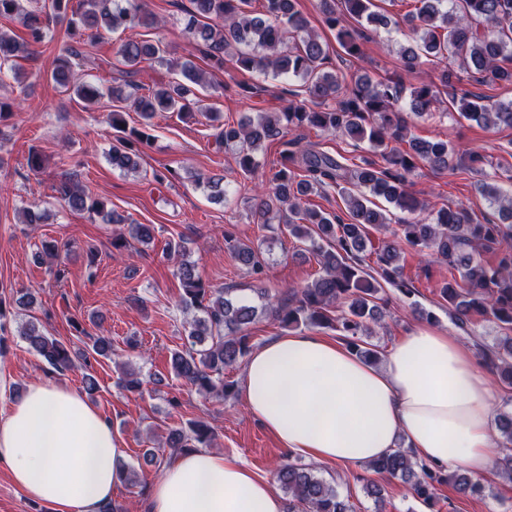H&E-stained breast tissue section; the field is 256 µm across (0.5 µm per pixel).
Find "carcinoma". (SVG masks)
Segmentation results:
<instances>
[{
  "label": "carcinoma",
  "instance_id": "1",
  "mask_svg": "<svg viewBox=\"0 0 512 512\" xmlns=\"http://www.w3.org/2000/svg\"><path fill=\"white\" fill-rule=\"evenodd\" d=\"M125 2L122 6L114 0H50L47 6L39 0H0V17L17 20L27 31L22 41L0 33V74L9 69L14 79H19L14 59L31 56L54 24L66 23L69 43L54 60L52 78L85 101L107 94L117 102L107 115L116 132L108 159L114 168L135 171L140 166L141 146L150 143L147 128L156 113L175 112L184 120L197 118L195 86L202 76L193 62L178 63L183 79L157 84L149 94L133 98L132 106L144 120L141 128L127 124L120 103L128 97L122 89L71 85L74 69L86 59L84 47L94 44L101 31L156 24L138 0ZM294 2L265 0L264 13L256 16L251 10L252 0H191L192 9L183 27L185 37L214 70L223 69L229 59L241 72L271 67L278 74L303 81L306 97L301 103L282 112L260 115L255 121L242 120L235 127L218 126L215 133L217 143L236 147L235 162L243 174L250 176L258 168L257 152L264 142L278 140L284 146L273 186L255 197V215L264 224L278 219L289 235L309 244L322 275L300 289L290 290L288 298L272 307L273 315L285 327L302 324L332 328L355 353L377 362L379 351L361 346L362 337L373 335L371 324L382 317L381 282L405 296L412 293L401 279L400 265L404 250L410 248L418 255L430 250L448 264L450 278L442 281L440 293L459 327L464 329L481 318L511 332L512 193L496 183L482 185L483 193L499 204L505 224H483L464 207L440 209L429 223L414 218L425 209V203L409 192L408 177L420 161L448 167L451 152L442 140L407 138V120L398 104L408 90L411 112L431 116L433 104L445 95L464 118L485 126L512 127V103H486L471 94L460 96L445 73L439 82L423 83L411 90L405 81V76L420 67L422 59L433 57L453 60L460 73L470 79L511 85L512 0H414V9L405 19L412 26L415 45L402 53L403 73L376 81L366 75L348 81L343 75L325 70L327 50L309 32L308 19L295 9ZM371 6L373 0H320L323 23L336 31L339 46L350 57L363 54L364 24H387L385 17L371 11ZM164 53L159 42L122 43L117 50L120 80L131 86L127 78L139 73L144 63H164ZM303 127L366 140L370 148L380 152L383 164L365 159L363 165L350 167L312 144L303 147L299 140L286 139L288 132ZM404 141L409 144L407 151L390 146ZM329 189L338 190L347 213L327 212L304 203L311 192ZM58 193L72 209L91 211L109 224L127 225V233L112 238L116 250L127 247L131 239L148 243L153 238L152 225L127 223L104 201L86 195L69 172L61 173ZM370 194L411 215L400 221L392 238L378 245L374 275L364 268L365 240L370 230L385 227L389 217L368 199ZM226 241L231 243L238 262L254 274L263 272L260 253L252 245L233 241L230 233ZM485 253L494 254V262H482L480 257ZM178 275L182 306L200 311L201 316L193 319L189 331L198 348L173 353L171 369L199 392L222 399L234 392V383L224 381V370L251 350L247 329L254 323L257 309L224 298V290L211 288L186 263L180 265ZM21 337L58 373L76 367L70 346L45 334L35 322L26 324ZM94 355L111 358L112 344L97 339L87 346L83 367L91 366L90 357ZM484 356L503 387L512 389V336L503 337L485 350ZM495 421L502 444H512V409L497 413ZM212 441L213 431L202 421L190 423L186 430L175 429L167 437V444L175 451L207 448ZM367 468L400 479L408 485L411 498L424 508L435 506L436 485L443 476L415 460L410 449L398 447L367 464ZM274 475L288 493V512H355L349 497L320 477L313 466L279 461ZM448 478L460 493L479 496L483 492L482 484L463 472L455 471Z\"/></svg>",
  "mask_w": 512,
  "mask_h": 512
}]
</instances>
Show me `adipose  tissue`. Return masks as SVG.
Wrapping results in <instances>:
<instances>
[{"label":"adipose tissue","instance_id":"1","mask_svg":"<svg viewBox=\"0 0 512 512\" xmlns=\"http://www.w3.org/2000/svg\"><path fill=\"white\" fill-rule=\"evenodd\" d=\"M250 414L289 455L348 468L411 448L436 468L484 477L495 455L498 401L466 345L436 329L400 338L381 367L307 334L268 339L240 380ZM121 439L62 383L32 380L0 410V464L54 512H99L123 476ZM149 512H285L280 492L241 458L180 453L151 487Z\"/></svg>","mask_w":512,"mask_h":512}]
</instances>
